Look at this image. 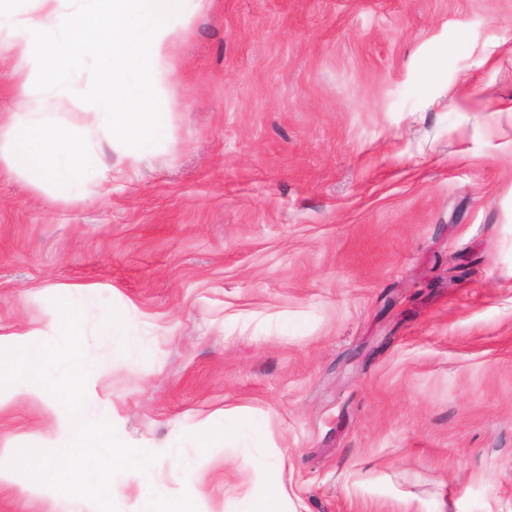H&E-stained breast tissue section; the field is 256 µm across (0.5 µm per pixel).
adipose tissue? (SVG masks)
Instances as JSON below:
<instances>
[{"mask_svg": "<svg viewBox=\"0 0 512 512\" xmlns=\"http://www.w3.org/2000/svg\"><path fill=\"white\" fill-rule=\"evenodd\" d=\"M61 2L36 0L33 14L0 9V43L16 61L20 96L16 110L0 119V168L48 192L66 183L82 189L101 176L93 148L69 145V128L49 111L68 97L80 57H91L112 81L94 111L96 125L140 162L164 134L155 105L175 22L204 12L211 0H77L70 14ZM41 42L54 43L55 55L41 54Z\"/></svg>", "mask_w": 512, "mask_h": 512, "instance_id": "obj_1", "label": "adipose tissue"}]
</instances>
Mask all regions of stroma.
I'll use <instances>...</instances> for the list:
<instances>
[{
    "label": "stroma",
    "instance_id": "1",
    "mask_svg": "<svg viewBox=\"0 0 512 512\" xmlns=\"http://www.w3.org/2000/svg\"><path fill=\"white\" fill-rule=\"evenodd\" d=\"M166 63L139 164L86 132L93 61L56 109L101 194L0 170V336L95 285L86 405L207 512L278 456L297 512H512V0H212ZM55 437L0 399V461Z\"/></svg>",
    "mask_w": 512,
    "mask_h": 512
}]
</instances>
